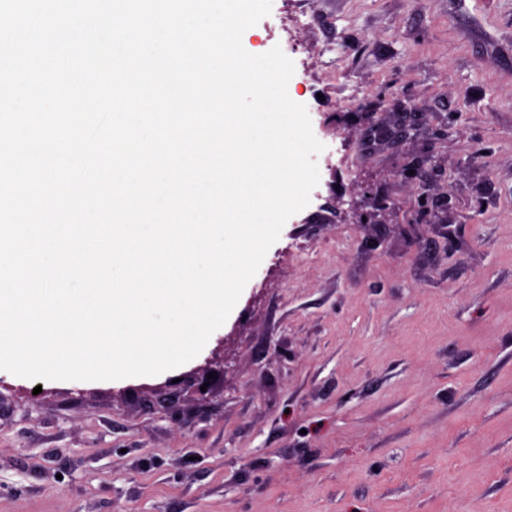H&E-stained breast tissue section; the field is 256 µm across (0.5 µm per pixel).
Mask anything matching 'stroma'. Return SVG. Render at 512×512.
Returning a JSON list of instances; mask_svg holds the SVG:
<instances>
[{"label":"stroma","mask_w":512,"mask_h":512,"mask_svg":"<svg viewBox=\"0 0 512 512\" xmlns=\"http://www.w3.org/2000/svg\"><path fill=\"white\" fill-rule=\"evenodd\" d=\"M242 44L292 59L353 166L320 167L206 397L163 373L34 397L1 370L0 512H512V0H272ZM344 99L419 138L366 144ZM368 189L388 207L360 226Z\"/></svg>","instance_id":"obj_1"}]
</instances>
